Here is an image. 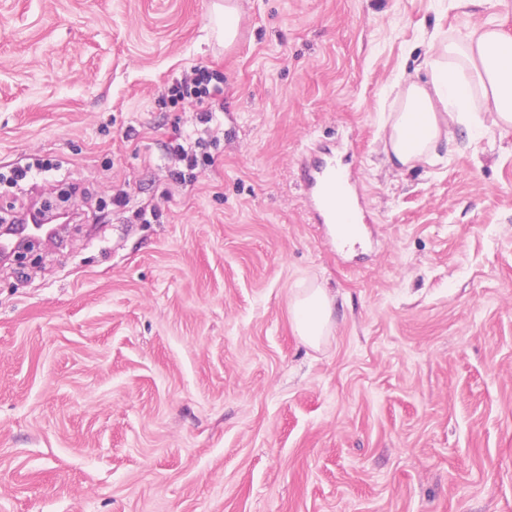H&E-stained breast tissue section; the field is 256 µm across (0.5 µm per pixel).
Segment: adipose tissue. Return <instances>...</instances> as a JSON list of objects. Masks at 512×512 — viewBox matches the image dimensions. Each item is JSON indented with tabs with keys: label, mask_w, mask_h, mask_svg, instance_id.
I'll return each mask as SVG.
<instances>
[{
	"label": "adipose tissue",
	"mask_w": 512,
	"mask_h": 512,
	"mask_svg": "<svg viewBox=\"0 0 512 512\" xmlns=\"http://www.w3.org/2000/svg\"><path fill=\"white\" fill-rule=\"evenodd\" d=\"M419 81H395L384 120V152L403 169L433 160L452 128L484 125L481 104H489L493 124L512 129V37L496 25L474 32L430 37ZM334 299L325 288L298 289L292 300L294 329L304 344L319 347L330 335Z\"/></svg>",
	"instance_id": "obj_1"
}]
</instances>
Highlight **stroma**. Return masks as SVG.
<instances>
[{"label": "stroma", "instance_id": "1", "mask_svg": "<svg viewBox=\"0 0 512 512\" xmlns=\"http://www.w3.org/2000/svg\"><path fill=\"white\" fill-rule=\"evenodd\" d=\"M214 2L0 0V209L82 214L0 269V512H512V132L383 153L431 34L512 35V0H238L229 46ZM196 65L224 76L208 129L160 101ZM188 134L214 160L181 184ZM332 145L367 218L339 248L299 178ZM334 298L320 285L299 288L292 300L294 329L304 344L318 348L330 335Z\"/></svg>", "mask_w": 512, "mask_h": 512}]
</instances>
